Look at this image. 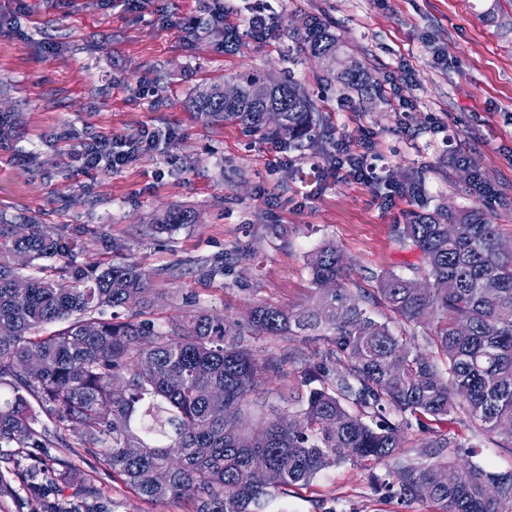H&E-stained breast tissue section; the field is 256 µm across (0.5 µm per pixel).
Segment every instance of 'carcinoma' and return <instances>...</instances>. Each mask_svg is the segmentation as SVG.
<instances>
[{"instance_id": "cac0c4a2", "label": "carcinoma", "mask_w": 512, "mask_h": 512, "mask_svg": "<svg viewBox=\"0 0 512 512\" xmlns=\"http://www.w3.org/2000/svg\"><path fill=\"white\" fill-rule=\"evenodd\" d=\"M302 40L313 57L337 47L314 17ZM257 79L237 74L241 96L233 103L214 85L191 107L212 123L265 134L264 106L249 94ZM272 102L281 109L276 134L295 149L311 146L323 117L306 90L282 81ZM20 131L15 113H0V144ZM197 219L172 206L155 229L169 235ZM17 222L30 225L26 236L12 233ZM450 224L459 228L454 238ZM397 237L420 252L421 265L410 276H376L371 293L346 287L342 256L329 243L308 259L312 292L301 308L258 301L245 330L197 309L160 327L143 317L154 300L139 264L74 271L73 285L57 280L66 264L25 274L16 254L65 258L66 246L33 220L0 213V497L17 496L11 475L26 460L30 512H117V502L103 501L50 448L74 455L81 448L141 499L186 498L195 512H260L275 492L307 486L346 461L384 463L402 447L401 426L411 417L428 433L433 421L459 418L511 448L512 246L477 208L416 212ZM19 278L29 282L23 292L13 288ZM443 280L456 288L441 290ZM292 336L328 343L306 369L319 386L264 420L252 394L259 373L280 372L281 358L269 346L258 361L251 340ZM30 354L37 365L25 364ZM65 424L76 427V441ZM425 447L438 460L401 464L392 483L374 473L371 481L438 512H512V469L470 461L462 481L456 456L467 442L430 438ZM65 487L77 488V498L64 496Z\"/></svg>"}]
</instances>
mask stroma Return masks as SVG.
I'll use <instances>...</instances> for the list:
<instances>
[{"instance_id":"obj_1","label":"stroma","mask_w":512,"mask_h":512,"mask_svg":"<svg viewBox=\"0 0 512 512\" xmlns=\"http://www.w3.org/2000/svg\"><path fill=\"white\" fill-rule=\"evenodd\" d=\"M263 6L278 39L245 37L229 49L223 32L201 26L212 0H0V107L22 120L21 137L0 148V210L54 227L75 245L74 269L112 258L140 264L160 325L190 304L241 324L259 300L306 305L307 258L328 241L344 257L347 288L374 289L377 274L405 275L419 262L397 227L441 204L481 208L512 241V0H224L231 25ZM314 17L368 74V88L344 86L336 64L304 50ZM239 71L293 78L318 99L324 121L313 150L190 108L197 91ZM154 128L172 140L121 171L76 158L93 139ZM372 142L377 181L334 174L337 146L360 152ZM316 156L330 170L320 180L309 176ZM394 186L402 195L390 196ZM172 205L199 212V223L156 234L154 218ZM325 346L279 340L282 371L260 374L259 393L282 408L283 395L304 391L306 366ZM431 432L472 439L477 462L512 469V449L468 423L436 422ZM428 433L406 428L395 460L371 470L342 463L275 494L264 512H435L370 480L428 461ZM74 463L118 512H192L185 501H143L90 455Z\"/></svg>"}]
</instances>
